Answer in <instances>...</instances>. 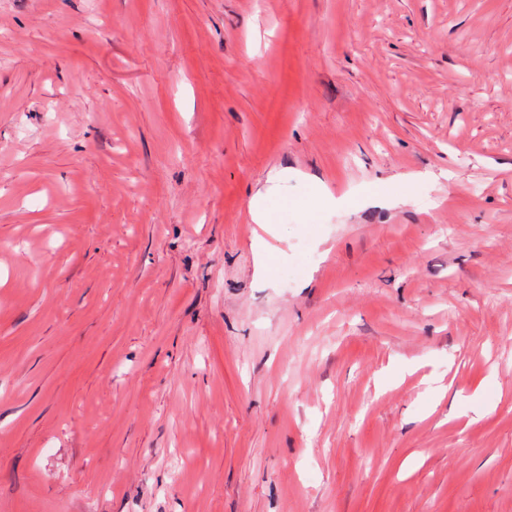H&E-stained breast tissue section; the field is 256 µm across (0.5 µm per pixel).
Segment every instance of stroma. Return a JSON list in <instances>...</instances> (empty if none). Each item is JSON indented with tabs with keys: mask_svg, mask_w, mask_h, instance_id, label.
I'll return each mask as SVG.
<instances>
[{
	"mask_svg": "<svg viewBox=\"0 0 512 512\" xmlns=\"http://www.w3.org/2000/svg\"><path fill=\"white\" fill-rule=\"evenodd\" d=\"M0 512H512V0H0Z\"/></svg>",
	"mask_w": 512,
	"mask_h": 512,
	"instance_id": "obj_1",
	"label": "stroma"
}]
</instances>
